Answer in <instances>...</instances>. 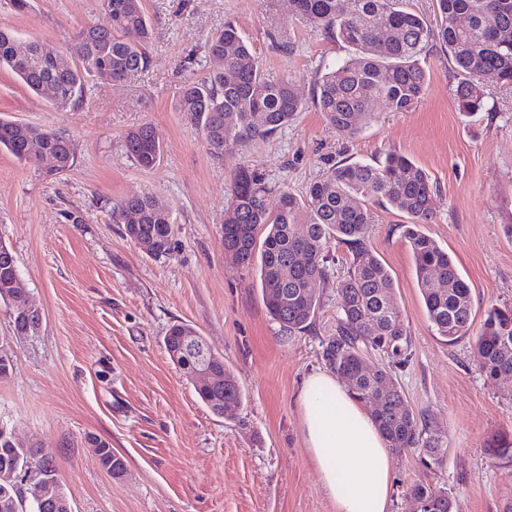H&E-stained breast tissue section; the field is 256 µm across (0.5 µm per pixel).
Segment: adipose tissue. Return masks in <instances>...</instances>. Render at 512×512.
<instances>
[{
	"label": "adipose tissue",
	"mask_w": 512,
	"mask_h": 512,
	"mask_svg": "<svg viewBox=\"0 0 512 512\" xmlns=\"http://www.w3.org/2000/svg\"><path fill=\"white\" fill-rule=\"evenodd\" d=\"M309 456L335 512H390L394 457L368 412L331 375H309L299 395Z\"/></svg>",
	"instance_id": "1"
}]
</instances>
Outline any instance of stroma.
<instances>
[{
  "label": "stroma",
  "instance_id": "35a3bbf8",
  "mask_svg": "<svg viewBox=\"0 0 512 512\" xmlns=\"http://www.w3.org/2000/svg\"><path fill=\"white\" fill-rule=\"evenodd\" d=\"M16 13L0 0V27L19 45L68 49L101 20L100 0H32ZM153 26L150 68L112 84L87 78L82 100L56 108L0 68V114L69 136L65 173L49 176L0 150V241L13 251L23 288L42 311L36 331L16 334L0 304V352L13 366L0 379V425L53 462L73 512H335L306 449L298 395L306 377L328 372L336 330V284L352 262L331 244L328 276L312 326L291 335L269 315L256 270L224 251L221 226L234 174L248 168L270 187L302 193L339 162L372 163L391 151L433 183L423 230L448 251L468 283L475 318L455 343L438 336L403 237L406 213L372 204L370 248L391 274L410 339L393 380L416 414L442 437L427 468L416 450L395 456L390 512H415L410 488L447 489L453 512H512V462L487 445L512 434V375L487 380L476 337L491 307L512 306V88L483 87L482 108L462 114L456 67L441 46L423 60L426 91L408 112L374 105L355 138L329 128L311 100L318 70L347 56L341 43L292 12L290 0H143ZM235 23L264 71L288 78L307 107L271 138L213 158L200 130L175 109L185 78L210 68L209 37ZM152 124L159 165L127 153L126 133ZM149 191L171 208L172 250L142 253L111 219L113 208ZM80 223H72V216ZM187 323L222 354L245 392L233 416L212 413L170 360L169 327ZM124 457L113 477L93 439Z\"/></svg>",
  "mask_w": 512,
  "mask_h": 512
}]
</instances>
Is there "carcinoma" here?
Here are the masks:
<instances>
[{
	"mask_svg": "<svg viewBox=\"0 0 512 512\" xmlns=\"http://www.w3.org/2000/svg\"><path fill=\"white\" fill-rule=\"evenodd\" d=\"M293 11L350 49L345 59L327 64L314 85L313 103L326 124L343 138L360 134L374 118L373 102L389 112H407L424 95L427 73L421 64L427 48L438 43L448 49L459 75L458 106L466 114L479 111L481 87L486 83L512 85V0H437L441 23L433 28L424 17L403 7V0H291ZM104 21L81 28L71 55L41 41L17 51L11 32L0 28V66H5L33 92L54 85V105L79 103L86 78L120 82L151 65L145 44L152 27L142 0H102ZM211 69L186 80L178 91L176 109L199 127L209 153L220 158L264 140L290 123L304 108L287 79H273L262 68L239 29L227 23L206 44ZM0 148L26 164H38L44 153L53 156L54 171L68 170L75 157L70 137L0 118ZM127 152L144 169L160 161L162 145L154 126L144 124L125 136ZM271 188L247 168L234 175L224 225V249L239 256V265H258L259 283L268 313L290 332L308 329L317 313V288L327 278L325 251L330 240L352 249L348 274L336 284L340 313L325 357L345 380L353 397L369 407L370 415L388 447L397 454L419 448L425 465L440 463L444 449L426 420L416 416L404 394L394 385L387 367L371 373L361 363L371 354L405 358L409 337L401 312L393 305L394 282L368 247L372 223L370 205L387 203L406 213L405 226L415 261L417 285L436 333L452 344L467 335L474 314L471 288L433 238L421 230L431 217L433 187L428 174L396 151L376 164L347 163L307 187L302 196L281 189L279 205L271 211ZM112 223L132 224L126 234L153 241L151 256L171 251L173 216L165 201L152 193L126 199L112 210ZM263 235L262 244L257 236ZM19 270L0 257V301L12 323L21 324L25 301L6 296L4 284ZM197 337L206 360L224 376V404L216 393L195 388L213 413L223 414L243 404L244 393L204 337L189 324H174L164 336L167 352L179 350L185 336ZM480 370L493 381L512 375V307L488 310L477 336ZM112 475L125 472L124 459L105 441ZM490 455L512 461V438L500 434ZM45 472L59 482L52 463L34 447H24L0 434V512H68L65 491L40 503L33 488H21V474ZM415 501L437 508L448 492L428 484L410 488Z\"/></svg>",
	"mask_w": 512,
	"mask_h": 512,
	"instance_id": "1",
	"label": "carcinoma"
}]
</instances>
